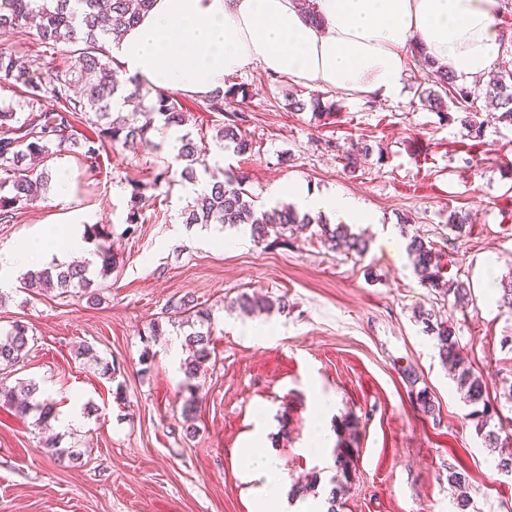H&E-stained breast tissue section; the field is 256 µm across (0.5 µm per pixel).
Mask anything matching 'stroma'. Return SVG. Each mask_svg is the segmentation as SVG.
I'll return each instance as SVG.
<instances>
[{
	"mask_svg": "<svg viewBox=\"0 0 512 512\" xmlns=\"http://www.w3.org/2000/svg\"><path fill=\"white\" fill-rule=\"evenodd\" d=\"M426 80L417 57L401 96L386 101L319 93L259 68L233 75L248 92L253 150L244 155L217 140L223 115L207 100L181 95L190 114L185 130L206 148L191 182L165 130L151 134L157 149H109L94 176L77 152L46 160L57 182L17 223L0 224V256L53 229L80 235L85 225L108 224L117 265L102 277L99 261H91L96 305L55 289L28 293L16 268H0V328L21 321L31 336L26 359L0 370V381H36L58 414L44 428L35 416L0 407V512H251L240 460L254 446L261 407L266 444L286 481L318 473L322 498L334 464L312 450V440L321 423L335 429L358 418L356 473L338 512H454L452 467L469 474L471 512H512V478L496 468L500 452L483 444L417 319L418 310L439 312L443 304L419 283L407 254H392L380 241L387 225L407 217L410 232L434 242L445 276L471 288L468 305L451 313L464 356L475 370L512 379V310L499 307L477 278L492 259L498 281L512 280V128L484 110V137H462L459 123L420 106L416 88ZM291 92L338 109L289 111ZM364 145L370 154L355 175L345 174L344 151ZM167 163L171 183L156 189L144 223L126 235L133 182L150 181ZM227 171L244 177L267 208L282 201L273 185L289 179L357 199L375 218L351 227L369 242L364 259L328 252L306 232L269 246L242 228L184 223L198 192ZM460 209L472 221L457 236L446 222ZM243 293L283 297L288 307L250 315L229 308ZM187 297L210 309L215 347L199 379L191 435L181 418L185 330L168 322L169 307ZM156 321L165 331L151 343ZM265 325L277 339L254 342L250 329ZM86 344L115 365L114 377L82 355ZM146 347L154 355L147 369L140 362ZM408 369L429 391L435 415L418 411ZM52 435L80 452V464L48 455L43 443Z\"/></svg>",
	"mask_w": 512,
	"mask_h": 512,
	"instance_id": "35a3bbf8",
	"label": "stroma"
}]
</instances>
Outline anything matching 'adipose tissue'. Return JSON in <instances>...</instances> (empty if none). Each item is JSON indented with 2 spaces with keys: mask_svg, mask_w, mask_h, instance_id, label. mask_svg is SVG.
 Returning a JSON list of instances; mask_svg holds the SVG:
<instances>
[{
  "mask_svg": "<svg viewBox=\"0 0 512 512\" xmlns=\"http://www.w3.org/2000/svg\"><path fill=\"white\" fill-rule=\"evenodd\" d=\"M309 19L297 0H155L120 42L110 44L128 75L156 90L201 98L225 77L254 68L296 85L365 99L398 98L414 51L471 85L497 64L496 0H315ZM303 212L345 224L374 218L359 201L322 195L292 179L274 188ZM254 512H327L325 501L289 496L273 451L242 460Z\"/></svg>",
  "mask_w": 512,
  "mask_h": 512,
  "instance_id": "1",
  "label": "adipose tissue"
}]
</instances>
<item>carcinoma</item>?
I'll return each instance as SVG.
<instances>
[{"mask_svg": "<svg viewBox=\"0 0 512 512\" xmlns=\"http://www.w3.org/2000/svg\"><path fill=\"white\" fill-rule=\"evenodd\" d=\"M152 3L153 0H4L0 7L1 36L19 33L30 20L37 18L44 53H54L61 43L73 44L76 49L73 56L47 67L38 82L29 79L17 54L0 49V82L12 81L24 87L17 102H0V188H8L7 194H0V224L15 222L22 210L40 199L47 190L49 171L35 169L30 160H44L80 145L83 164L93 173L101 169L99 159L106 146L119 145L131 151L150 146L157 149L159 145L150 139V132L185 124L186 112L182 104L161 90L155 92L154 100L144 112L145 121L139 126L129 123L122 112L115 109L116 101L140 95L142 84L134 78L120 77V68L105 44L136 24ZM423 66L428 72L430 86L420 88L419 102L428 111L436 113L439 120L448 118L454 106L464 114L459 119L461 132L474 139L481 138L485 133V121L477 120L473 108L479 100L485 99L494 103L499 111L496 121L512 126V72H497L486 81L477 80L466 86L457 84L449 71L435 67L426 59ZM246 96L244 86L228 84L209 99L208 107L212 112L222 113L227 101ZM45 97L52 98L56 104L51 112L41 109V101ZM81 117L91 125L92 135L79 141L75 137V122ZM245 122V111L234 110L227 113L224 125L219 129L220 141L233 144L239 154L252 148V141L242 131ZM202 151L203 148L190 135L181 137L177 160L184 163V173H193ZM168 173L169 168L164 167L154 174L151 182L132 186L126 223H144L145 209L150 200L146 191L158 188ZM185 223L243 226L257 243L270 239L276 242L288 231L310 229L327 251L360 258L368 248L366 240L351 233L348 225L327 224L308 213H299L290 204L271 210L257 209L244 187V180L233 173L197 195ZM468 223L467 212H449L450 232L459 236ZM400 229L402 236L408 239L406 250L421 285L437 292L453 310L468 304L469 286L458 278H444L439 253L433 242L420 235L409 234L404 223L400 224ZM84 235L86 239L97 242V256L101 260L99 273L108 275L116 265L110 225L90 224L85 227ZM19 282L23 289L33 294L53 288L67 293L71 288H78L84 290L88 299H97L92 289L93 280L81 265L28 269L20 274ZM229 305L245 312L288 309V301L283 298L273 300L246 293L232 299ZM173 311L175 317L190 327L184 339L189 357L180 369L184 376L183 386L190 391L181 416L187 433L191 434L198 413L195 380L214 353L211 332L205 329L211 324V310L192 300H182L173 305ZM418 320L434 341L441 362L456 372L457 386L465 402L473 407L469 416L476 420V428L484 444L490 448L498 447L502 443L500 432L503 427L494 425L493 421L500 418V405L489 397L487 377L466 364L456 327L452 322L438 318L432 309L419 311ZM29 341L28 327L21 322H14L1 331L0 365L10 367L23 360L29 352ZM405 379L415 394L419 410L427 416L434 415L436 407L427 389H416L417 375L408 370ZM38 391L39 387L34 382L14 387L1 384L0 406L20 417L36 412L37 422L45 425L55 418V403L48 398H39ZM44 447L60 462L77 460L72 452L59 447V440L55 437L46 439ZM335 468L328 512H338V494L344 491L356 472L355 448L351 443L342 440L337 445ZM448 485L454 489L458 512H467L471 502L468 474L448 469Z\"/></svg>", "mask_w": 512, "mask_h": 512, "instance_id": "cac0c4a2", "label": "carcinoma"}]
</instances>
